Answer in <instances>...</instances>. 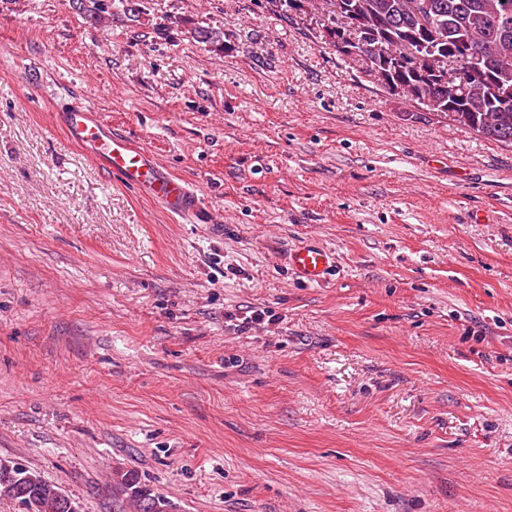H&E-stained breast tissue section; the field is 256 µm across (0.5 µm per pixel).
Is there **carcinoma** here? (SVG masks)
Masks as SVG:
<instances>
[{
    "mask_svg": "<svg viewBox=\"0 0 512 512\" xmlns=\"http://www.w3.org/2000/svg\"><path fill=\"white\" fill-rule=\"evenodd\" d=\"M318 0H272L290 16L316 11ZM339 13L328 17L326 36L334 39L356 23L363 45H349L340 54L362 63L365 72L391 94L401 90L404 100L423 112H436L478 136L512 145V109L506 110L496 95L512 91V25L502 21L501 0H342ZM95 25L112 19L99 0H73ZM191 37L216 48L223 35L204 27L190 30ZM478 47L484 66L468 76L466 90L448 83V59L461 56L462 48ZM15 479L0 481V498L14 503L16 512H78V507L57 485L37 471L13 460ZM139 512H168L169 501L139 485L137 478L122 482Z\"/></svg>",
    "mask_w": 512,
    "mask_h": 512,
    "instance_id": "carcinoma-1",
    "label": "carcinoma"
}]
</instances>
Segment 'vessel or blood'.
<instances>
[{
    "mask_svg": "<svg viewBox=\"0 0 512 512\" xmlns=\"http://www.w3.org/2000/svg\"><path fill=\"white\" fill-rule=\"evenodd\" d=\"M57 120L72 143L90 150L124 185L160 204L176 221L202 223L206 211L203 198L188 182L168 172L150 151L113 130L92 100L72 98L59 108ZM288 265L302 282L320 284L335 267L336 258L316 242L308 241L289 251Z\"/></svg>",
    "mask_w": 512,
    "mask_h": 512,
    "instance_id": "1",
    "label": "vessel or blood"
}]
</instances>
